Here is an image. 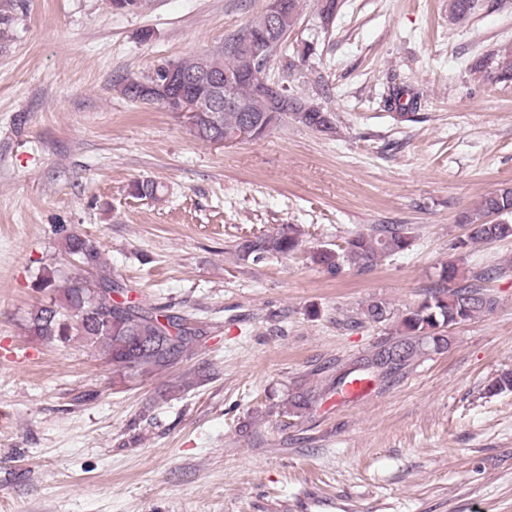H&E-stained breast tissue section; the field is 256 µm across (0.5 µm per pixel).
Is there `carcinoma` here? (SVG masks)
<instances>
[{"label":"carcinoma","instance_id":"carcinoma-1","mask_svg":"<svg viewBox=\"0 0 512 512\" xmlns=\"http://www.w3.org/2000/svg\"><path fill=\"white\" fill-rule=\"evenodd\" d=\"M477 6L478 0H448V13L452 19L460 21L472 15ZM339 7L340 0H317L320 26L328 24ZM299 16L300 0H288V7L280 19L281 31H292ZM244 33L245 29L238 31L224 46L211 51L214 65L231 71L250 68ZM494 63L495 78L512 81V46L502 48ZM156 77L162 78L160 66L147 75L127 73L117 78L113 87L134 101L141 82L152 81ZM277 86L282 88L284 97L274 108L257 96L255 86L248 78L240 80L232 88L234 97L250 103V114L264 119L260 136H266L290 120L320 133L335 130L333 113L312 99L292 93L280 81ZM296 105L303 111H294ZM250 114L226 108L214 113L215 122L195 132V136L210 142L216 134L233 131ZM131 193L138 198L160 200V186L152 180L133 181ZM509 216L512 217V186L504 184L460 215L459 223L468 226L469 233L466 239L457 243V247L512 237V223L507 221ZM303 235L304 230L299 225L288 224L276 232L241 239L236 245V252L243 260L254 261L291 255L301 249ZM411 244L412 238L404 226L381 224L370 234L357 233L347 238L342 247L335 249L324 245L312 251L310 260L330 275L337 274L345 263L367 271L378 262L409 249ZM63 248L74 261L97 271V274L89 279L72 280L60 287L56 271L45 270L39 287L57 292L58 297L29 312L25 324L28 335L47 344L67 346L80 341L94 347L112 364L119 382L125 383L174 367L189 347L205 334V328L199 322L170 314L160 306L143 305L129 297V291L103 269L102 254L93 239L77 232H67L63 236ZM500 273L501 269L490 268L454 288L442 287L429 293L417 308L401 316L397 338L376 345L375 352L362 356L359 361L380 367L382 377L387 378L424 354L448 350L450 327L494 308L496 300L483 288V282L495 279ZM115 294L122 300H115ZM365 315L374 323H383L389 319L390 311L386 303L373 301L367 306ZM371 376L368 368L357 367L336 376L333 384L323 392H297L288 397V416L301 417L326 394L337 391L351 380H366ZM505 390H512L511 371L501 373L487 385V392L491 394Z\"/></svg>","mask_w":512,"mask_h":512}]
</instances>
